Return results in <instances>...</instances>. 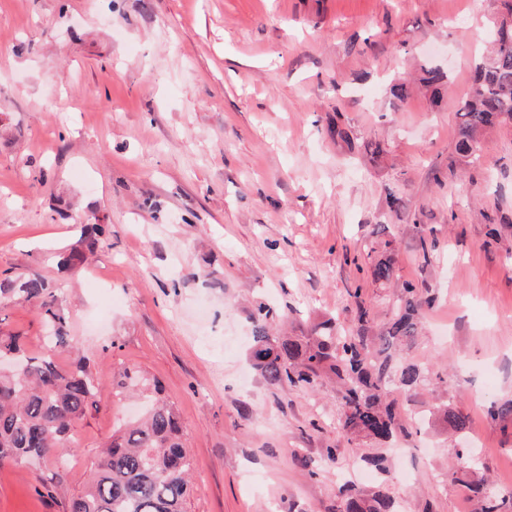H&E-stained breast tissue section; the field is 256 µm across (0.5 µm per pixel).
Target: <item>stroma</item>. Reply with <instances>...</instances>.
<instances>
[{"label": "stroma", "instance_id": "obj_1", "mask_svg": "<svg viewBox=\"0 0 512 512\" xmlns=\"http://www.w3.org/2000/svg\"><path fill=\"white\" fill-rule=\"evenodd\" d=\"M502 0H0V277L38 269L58 288L71 345L99 381L74 428L63 491L0 465V512H64L112 433L137 416L112 393L134 366L180 414L194 460L191 512H336L367 487L336 426L334 381L271 386L249 363L250 311L306 334L352 295L385 326L403 284L433 302L409 357L448 375L400 403L406 431L375 478L403 512H473L455 450H478L494 492L512 484V121L477 161L455 152L457 114ZM441 72L440 89L425 85ZM406 86L404 96L393 87ZM339 124L348 141L327 128ZM401 199L389 206L390 194ZM84 224L106 241L67 272ZM392 240L394 281L369 252ZM41 351L32 304H0V335ZM450 399L458 435L428 409ZM341 449L338 463L328 449Z\"/></svg>", "mask_w": 512, "mask_h": 512}]
</instances>
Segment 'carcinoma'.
Listing matches in <instances>:
<instances>
[{"label":"carcinoma","instance_id":"1","mask_svg":"<svg viewBox=\"0 0 512 512\" xmlns=\"http://www.w3.org/2000/svg\"><path fill=\"white\" fill-rule=\"evenodd\" d=\"M489 53L476 66L470 97L459 113L455 152L478 159L483 132L512 121V26L496 25ZM105 227L82 225L75 246L60 259L72 268L94 252ZM390 243L371 266L373 282L385 286L395 275ZM22 298L37 303L53 330L44 352L25 351L18 336H0V464L37 466L57 461L51 482L43 485L52 497L67 482L66 467L58 458L70 442V433L95 403L99 383L79 360L68 366L55 361V352L70 346L68 321L57 291L36 269L0 279V299ZM432 299L413 284L402 288L388 327L375 332L367 307L358 304V326L345 331L327 319L309 326L306 336H279L274 332L277 312L259 302L251 311V361L259 376L273 386L289 385L313 392L326 378L342 388V410L337 420L351 438L385 443L405 431L396 405L408 390L424 381L423 368L407 359L393 362L390 351L413 343L418 335L419 310ZM141 387L150 393L146 416L112 433L91 467L83 490L65 504L66 512H189L193 497L189 454L180 417L161 397L157 383L147 382L135 367L119 372L118 393ZM448 426L467 432L469 420L452 402L437 407ZM479 512H512V496L484 504L486 480H472ZM339 512H397L393 497L351 489L342 497Z\"/></svg>","mask_w":512,"mask_h":512}]
</instances>
